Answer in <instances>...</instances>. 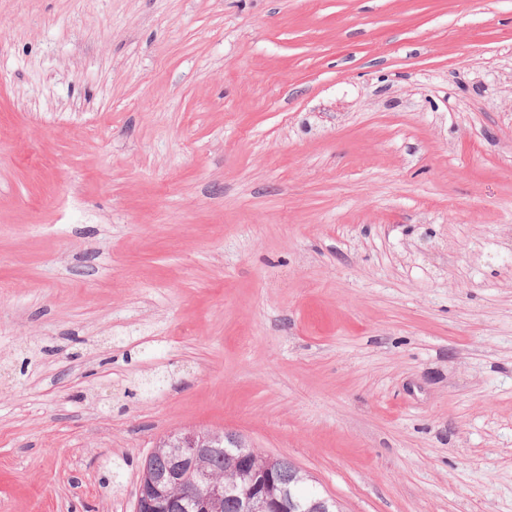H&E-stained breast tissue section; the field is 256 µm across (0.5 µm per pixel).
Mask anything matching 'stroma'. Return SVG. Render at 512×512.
<instances>
[{"label":"stroma","instance_id":"1","mask_svg":"<svg viewBox=\"0 0 512 512\" xmlns=\"http://www.w3.org/2000/svg\"><path fill=\"white\" fill-rule=\"evenodd\" d=\"M188 428L512 512V0H0V512Z\"/></svg>","mask_w":512,"mask_h":512}]
</instances>
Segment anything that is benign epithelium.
<instances>
[{
    "label": "benign epithelium",
    "mask_w": 512,
    "mask_h": 512,
    "mask_svg": "<svg viewBox=\"0 0 512 512\" xmlns=\"http://www.w3.org/2000/svg\"><path fill=\"white\" fill-rule=\"evenodd\" d=\"M211 439L212 435L195 431L180 434L174 471L161 478L141 473L135 512H172L186 503L194 505L196 512H212L246 477L250 486L240 498V512H330L327 499L304 501L281 483L274 467L256 466L255 450L240 438L233 439V468L224 473L211 469L206 464Z\"/></svg>",
    "instance_id": "obj_1"
}]
</instances>
